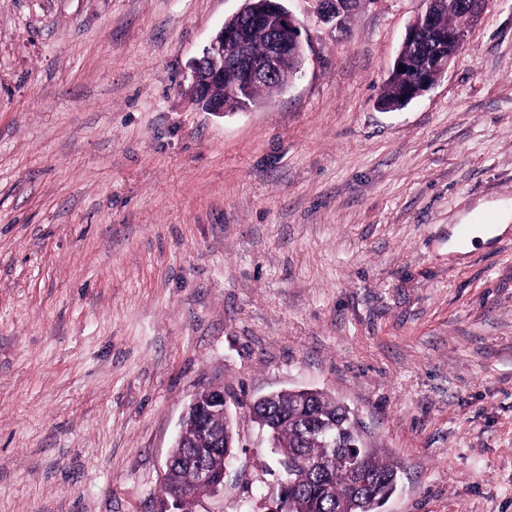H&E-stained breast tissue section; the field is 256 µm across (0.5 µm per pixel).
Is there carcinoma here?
<instances>
[{
	"mask_svg": "<svg viewBox=\"0 0 512 512\" xmlns=\"http://www.w3.org/2000/svg\"><path fill=\"white\" fill-rule=\"evenodd\" d=\"M465 2L456 0L455 7L437 15L439 30L463 27L470 18ZM435 50L446 55L451 46L404 44L398 57L408 59L406 71L393 63L379 104L398 110L427 91L436 73L420 71L416 61ZM249 413L272 426L279 480L288 484V512H380L399 483L401 463L379 448L368 447L360 419L322 391L274 392L254 402ZM210 427L224 432V440H235L233 425L215 415L204 421L195 439L182 440L173 449L175 462L164 478V488L182 491V512H193L207 493L190 461L204 457L219 464L225 458L226 449L211 447Z\"/></svg>",
	"mask_w": 512,
	"mask_h": 512,
	"instance_id": "obj_1",
	"label": "carcinoma"
}]
</instances>
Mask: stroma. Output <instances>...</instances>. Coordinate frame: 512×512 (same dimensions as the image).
I'll list each match as a JSON object with an SVG mask.
<instances>
[{
  "label": "stroma",
  "mask_w": 512,
  "mask_h": 512,
  "mask_svg": "<svg viewBox=\"0 0 512 512\" xmlns=\"http://www.w3.org/2000/svg\"><path fill=\"white\" fill-rule=\"evenodd\" d=\"M242 0H0V512H155L194 393L268 512L247 406L315 388L403 465L383 512H512V0L436 84L377 100L422 0L308 43L286 91L198 108L189 64ZM510 224L450 252L458 224Z\"/></svg>",
  "instance_id": "obj_1"
}]
</instances>
